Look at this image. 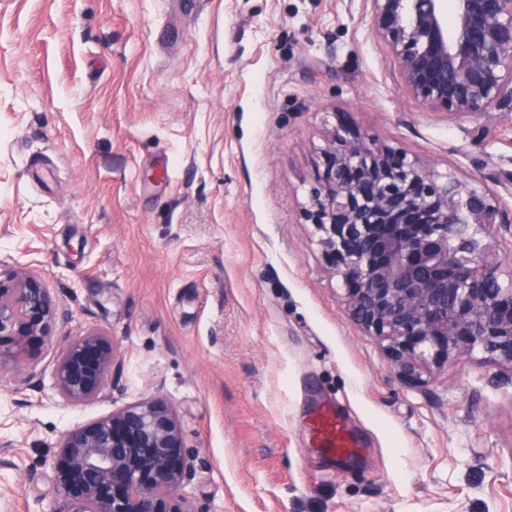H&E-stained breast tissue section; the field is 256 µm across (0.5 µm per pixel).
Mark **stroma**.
Wrapping results in <instances>:
<instances>
[{
  "label": "stroma",
  "mask_w": 512,
  "mask_h": 512,
  "mask_svg": "<svg viewBox=\"0 0 512 512\" xmlns=\"http://www.w3.org/2000/svg\"><path fill=\"white\" fill-rule=\"evenodd\" d=\"M371 26L361 0H0V264L66 315L0 378V512H56L64 433L156 395L194 512H512V383L397 380L303 215L338 125L512 208V112L425 108ZM91 328L114 390L70 405L50 362ZM320 401L358 455L311 447Z\"/></svg>",
  "instance_id": "1"
}]
</instances>
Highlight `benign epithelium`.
I'll list each match as a JSON object with an SVG mask.
<instances>
[{"label":"benign epithelium","instance_id":"benign-epithelium-1","mask_svg":"<svg viewBox=\"0 0 512 512\" xmlns=\"http://www.w3.org/2000/svg\"><path fill=\"white\" fill-rule=\"evenodd\" d=\"M371 35L390 53L402 90L434 112H512V0H363ZM341 301L364 331L385 341L401 382L475 353L512 373V289L499 287L512 217L485 191L426 171L399 147L332 130L305 208ZM58 309L27 269L0 264V374L19 369ZM61 398L108 395L116 352L91 330L56 351ZM168 403L128 404L62 437L53 467L59 512H194L185 492L192 465Z\"/></svg>","mask_w":512,"mask_h":512}]
</instances>
